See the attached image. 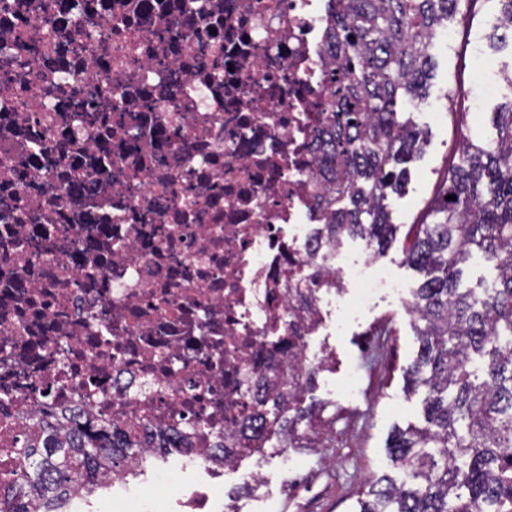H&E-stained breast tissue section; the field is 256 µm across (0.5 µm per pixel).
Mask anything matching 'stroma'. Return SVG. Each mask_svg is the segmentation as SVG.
Here are the masks:
<instances>
[{
  "label": "stroma",
  "mask_w": 512,
  "mask_h": 512,
  "mask_svg": "<svg viewBox=\"0 0 512 512\" xmlns=\"http://www.w3.org/2000/svg\"><path fill=\"white\" fill-rule=\"evenodd\" d=\"M500 9L499 0H463L448 21L451 40L435 42L431 50L432 79L425 97L418 106L401 107L404 117L426 132L428 144L420 159L410 163L404 189L386 201L398 229L395 242L378 260L411 290L421 276L404 263L403 243L417 224L432 223L429 205L444 184L461 136L494 139L491 114L512 97L505 88L477 102L467 82L468 76L482 72L480 62L465 50L475 38L500 70L512 71V38L500 43L490 39ZM311 347L327 348L333 361L305 394L304 404L314 410L316 421L301 426L296 447L288 451L294 477L287 484H280L274 460L267 463L263 487L244 490L235 474L210 478L174 452L149 460L134 478L106 482L71 498L66 512H121L128 505L138 512H178L170 491L195 484L211 485L210 512H352L358 493L378 477L406 480L386 445L394 427L422 421L419 396L403 392V369L419 349L410 315L382 293L365 318L352 321L341 334L316 337Z\"/></svg>",
  "instance_id": "stroma-1"
}]
</instances>
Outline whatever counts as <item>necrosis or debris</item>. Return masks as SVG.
<instances>
[{
    "label": "necrosis or debris",
    "instance_id": "obj_1",
    "mask_svg": "<svg viewBox=\"0 0 512 512\" xmlns=\"http://www.w3.org/2000/svg\"><path fill=\"white\" fill-rule=\"evenodd\" d=\"M329 24L322 0H0V452L53 412L137 440L112 481L173 441L260 483L241 430L265 376L304 385L311 336L342 328L330 304H408L374 255L315 229L329 80L346 78ZM322 265L337 284L309 289Z\"/></svg>",
    "mask_w": 512,
    "mask_h": 512
}]
</instances>
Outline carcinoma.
<instances>
[{
    "label": "carcinoma",
    "mask_w": 512,
    "mask_h": 512,
    "mask_svg": "<svg viewBox=\"0 0 512 512\" xmlns=\"http://www.w3.org/2000/svg\"><path fill=\"white\" fill-rule=\"evenodd\" d=\"M461 0H327L329 38L348 80L330 89L320 165L329 204L320 233L329 245L360 238L376 252L397 225L385 200L402 189L407 165L424 152L425 133L398 102L423 96L435 35ZM489 142L464 136L435 221L418 225L404 261L423 275L409 314L419 341L405 392L422 397L424 426L393 430L388 450L410 481L388 477L358 498L354 512H512V98L493 113ZM455 199L448 200L446 196ZM480 257L496 276L484 295L462 288ZM303 393L277 397L269 431L288 437L311 421ZM37 438L14 449L21 481L0 512H61L72 496L103 481L123 459L108 436L79 421L63 438L55 419L33 425Z\"/></svg>",
    "instance_id": "1"
}]
</instances>
